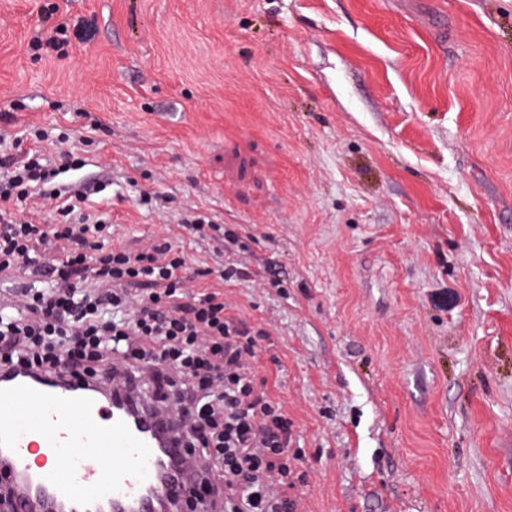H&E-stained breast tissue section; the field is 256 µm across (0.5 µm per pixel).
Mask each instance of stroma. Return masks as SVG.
Masks as SVG:
<instances>
[{"label": "stroma", "mask_w": 512, "mask_h": 512, "mask_svg": "<svg viewBox=\"0 0 512 512\" xmlns=\"http://www.w3.org/2000/svg\"><path fill=\"white\" fill-rule=\"evenodd\" d=\"M54 1L94 34L37 58ZM33 127L111 245L247 267L190 287L271 334L297 512H512V0H0V148Z\"/></svg>", "instance_id": "35a3bbf8"}]
</instances>
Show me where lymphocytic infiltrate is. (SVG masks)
Here are the masks:
<instances>
[{
  "mask_svg": "<svg viewBox=\"0 0 512 512\" xmlns=\"http://www.w3.org/2000/svg\"><path fill=\"white\" fill-rule=\"evenodd\" d=\"M41 150L0 154V274H24L20 304L0 305V360L30 373L100 381L120 370L141 400L172 412L198 468L181 498L217 512H294L288 497L290 423L259 389L256 336L226 314L219 292H189L188 256L169 241L106 247L109 218ZM53 224L18 216L32 194Z\"/></svg>",
  "mask_w": 512,
  "mask_h": 512,
  "instance_id": "f902f5d3",
  "label": "lymphocytic infiltrate"
}]
</instances>
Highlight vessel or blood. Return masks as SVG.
<instances>
[{
  "instance_id": "vessel-or-blood-1",
  "label": "vessel or blood",
  "mask_w": 512,
  "mask_h": 512,
  "mask_svg": "<svg viewBox=\"0 0 512 512\" xmlns=\"http://www.w3.org/2000/svg\"><path fill=\"white\" fill-rule=\"evenodd\" d=\"M183 457L152 412L133 423L95 388L0 372V512H156L184 491Z\"/></svg>"
}]
</instances>
